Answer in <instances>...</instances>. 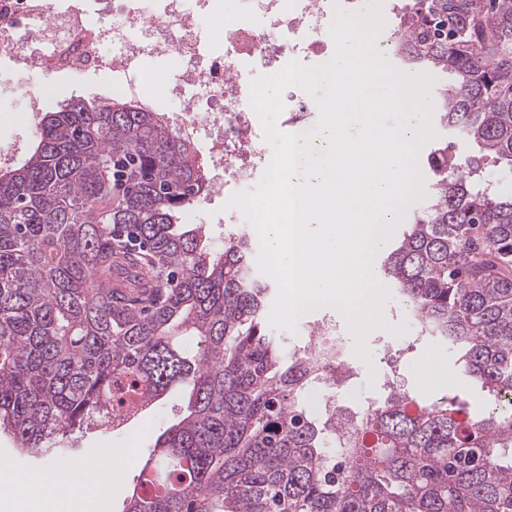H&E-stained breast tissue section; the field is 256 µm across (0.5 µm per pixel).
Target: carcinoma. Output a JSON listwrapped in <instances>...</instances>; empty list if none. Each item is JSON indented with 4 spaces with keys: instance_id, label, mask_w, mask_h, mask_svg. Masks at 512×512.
<instances>
[{
    "instance_id": "1",
    "label": "carcinoma",
    "mask_w": 512,
    "mask_h": 512,
    "mask_svg": "<svg viewBox=\"0 0 512 512\" xmlns=\"http://www.w3.org/2000/svg\"><path fill=\"white\" fill-rule=\"evenodd\" d=\"M399 22L408 67L448 75L440 123L478 153L430 149L429 202L379 270L422 335L462 350L486 408L398 391L352 423L313 413L317 364L267 330L248 239L216 250L177 223L208 193L192 143L131 100L74 101L0 169V432L18 455H65L128 380L144 406L188 401L122 512H512V192L485 176L512 173V0H411Z\"/></svg>"
}]
</instances>
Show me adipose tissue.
Instances as JSON below:
<instances>
[{"instance_id": "ef3b65f1", "label": "adipose tissue", "mask_w": 512, "mask_h": 512, "mask_svg": "<svg viewBox=\"0 0 512 512\" xmlns=\"http://www.w3.org/2000/svg\"><path fill=\"white\" fill-rule=\"evenodd\" d=\"M122 474L50 463L41 475L23 480L9 498L11 512H86L85 501Z\"/></svg>"}]
</instances>
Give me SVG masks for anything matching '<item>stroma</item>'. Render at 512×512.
<instances>
[{
	"instance_id": "obj_1",
	"label": "stroma",
	"mask_w": 512,
	"mask_h": 512,
	"mask_svg": "<svg viewBox=\"0 0 512 512\" xmlns=\"http://www.w3.org/2000/svg\"><path fill=\"white\" fill-rule=\"evenodd\" d=\"M108 77L88 74H58L36 79L32 86L12 82L8 69L0 63V148L14 147L17 156H24L36 132L37 123L27 110L31 89L41 90L51 108L57 109L73 101H93L111 96ZM223 198L207 194L180 216L181 223L202 225L215 247L224 245ZM386 320L394 325L407 324L404 335L411 346L400 367V378L406 389L414 394L433 398L457 395L471 408L480 410L485 396L469 377L457 354L449 352L447 344L432 337L422 338L416 327L410 326V317L399 301H392L383 310ZM390 332L377 329L366 341L370 361L353 360L351 369L355 385L364 402L384 397L383 378L390 368L384 358V346L392 341ZM435 367L438 378L434 385L425 386L421 372L425 366ZM183 410L179 393H169L164 399L139 409L137 415L118 428H100L83 433L78 450L70 460L81 463L105 455L110 448H133L138 456L148 455L156 438L175 423Z\"/></svg>"
}]
</instances>
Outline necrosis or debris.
Segmentation results:
<instances>
[{"label":"necrosis or debris","instance_id":"necrosis-or-debris-1","mask_svg":"<svg viewBox=\"0 0 512 512\" xmlns=\"http://www.w3.org/2000/svg\"><path fill=\"white\" fill-rule=\"evenodd\" d=\"M99 2L102 17L93 21L80 0H0V51L12 73L108 76L118 95L150 109L151 77L142 63L153 55L173 56L180 78L169 90L183 104L167 112V122L189 141L209 137L211 168L221 174L210 191L228 196L242 182L261 178L272 157L249 105L242 64L254 63L271 75L293 60L316 63L328 52L336 8L359 7V0H251L264 19L258 27L236 13L235 0H224L225 24L218 35L224 53L215 56L204 51L200 24L184 0H165L160 11L153 0ZM189 86L200 88V96L185 98ZM298 325L309 333L307 355L324 373L310 402L316 410H333L332 384L349 378L348 344L331 322L303 318Z\"/></svg>","mask_w":512,"mask_h":512}]
</instances>
